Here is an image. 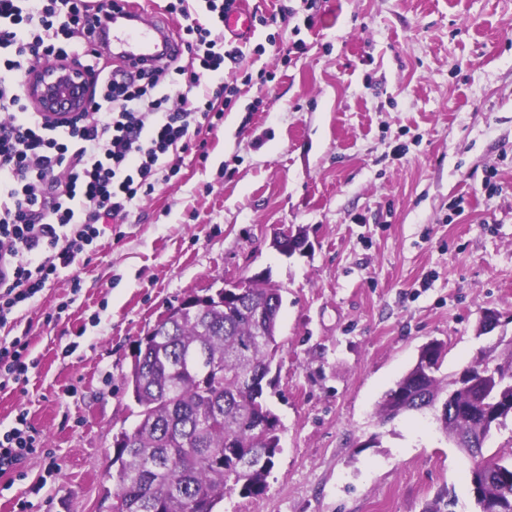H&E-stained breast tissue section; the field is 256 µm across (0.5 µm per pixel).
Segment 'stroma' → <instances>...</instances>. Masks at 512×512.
Returning a JSON list of instances; mask_svg holds the SVG:
<instances>
[{"instance_id": "35a3bbf8", "label": "stroma", "mask_w": 512, "mask_h": 512, "mask_svg": "<svg viewBox=\"0 0 512 512\" xmlns=\"http://www.w3.org/2000/svg\"><path fill=\"white\" fill-rule=\"evenodd\" d=\"M315 13L303 52L247 55L275 78L202 131L207 162L185 155L0 328L28 332L38 360L25 388L0 389V429L24 409L45 441L0 476V512H107L138 341L189 295L261 271L282 290L267 390L281 451L262 496L216 512H425L448 492L475 512L472 462L431 414L382 426L375 408L429 340L445 375L495 341L477 333L484 311L512 336V0ZM284 225L307 253L272 247Z\"/></svg>"}]
</instances>
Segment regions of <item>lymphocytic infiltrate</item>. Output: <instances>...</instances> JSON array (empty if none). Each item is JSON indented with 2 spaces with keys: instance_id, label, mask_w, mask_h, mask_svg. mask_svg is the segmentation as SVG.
<instances>
[{
  "instance_id": "obj_1",
  "label": "lymphocytic infiltrate",
  "mask_w": 512,
  "mask_h": 512,
  "mask_svg": "<svg viewBox=\"0 0 512 512\" xmlns=\"http://www.w3.org/2000/svg\"><path fill=\"white\" fill-rule=\"evenodd\" d=\"M82 0H0V328L61 270L90 255L105 217L122 218L180 171L171 153L207 161L215 130L242 87L272 80L243 70L241 42L223 37L240 0H166L182 56L167 66H93L90 98L64 125L42 123L19 81L38 63L93 56L98 23ZM38 361L28 334L0 341V388L24 387ZM19 411L0 432V473L42 448Z\"/></svg>"
}]
</instances>
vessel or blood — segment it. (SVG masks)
<instances>
[{
	"label": "vessel or blood",
	"instance_id": "b4317fda",
	"mask_svg": "<svg viewBox=\"0 0 512 512\" xmlns=\"http://www.w3.org/2000/svg\"><path fill=\"white\" fill-rule=\"evenodd\" d=\"M113 61L124 65L165 64L178 51L168 23L137 4L112 14ZM224 30L238 38H248L253 30L250 13L239 10L224 19Z\"/></svg>",
	"mask_w": 512,
	"mask_h": 512
}]
</instances>
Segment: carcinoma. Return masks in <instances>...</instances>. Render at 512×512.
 I'll list each match as a JSON object with an SVG mask.
<instances>
[{
  "label": "carcinoma",
  "instance_id": "cac0c4a2",
  "mask_svg": "<svg viewBox=\"0 0 512 512\" xmlns=\"http://www.w3.org/2000/svg\"><path fill=\"white\" fill-rule=\"evenodd\" d=\"M265 310L257 334L253 305ZM279 288L257 281L231 301L218 289L195 309H169L163 328L141 338L123 384L137 406V422L122 431L111 464L117 467L118 512H215L224 496L262 495L280 452V424L270 408L267 376L279 351ZM441 344L424 345L415 364L377 408L379 421L403 413L434 412L439 429L467 446L492 424L512 416V342L491 344L469 365L470 377L438 376ZM203 353L218 372L188 365ZM461 409L448 418V399ZM490 472L471 471L479 512H512V464L496 460ZM456 496L436 497L426 512H456Z\"/></svg>",
  "mask_w": 512,
  "mask_h": 512
}]
</instances>
